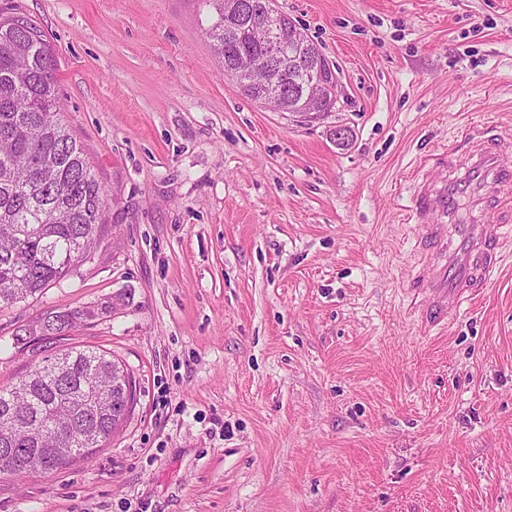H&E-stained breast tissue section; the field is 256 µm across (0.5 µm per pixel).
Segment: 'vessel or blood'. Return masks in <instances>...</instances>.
<instances>
[{"instance_id": "obj_1", "label": "vessel or blood", "mask_w": 512, "mask_h": 512, "mask_svg": "<svg viewBox=\"0 0 512 512\" xmlns=\"http://www.w3.org/2000/svg\"><path fill=\"white\" fill-rule=\"evenodd\" d=\"M464 137L460 152L435 156L444 174L423 173L412 196L411 220L434 247L418 280L429 323L456 314L474 288L492 279L512 237V144L471 128ZM491 214L502 226L494 237L484 229Z\"/></svg>"}]
</instances>
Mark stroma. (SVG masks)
<instances>
[{
    "label": "stroma",
    "mask_w": 512,
    "mask_h": 512,
    "mask_svg": "<svg viewBox=\"0 0 512 512\" xmlns=\"http://www.w3.org/2000/svg\"><path fill=\"white\" fill-rule=\"evenodd\" d=\"M276 5L338 68L320 120L225 78L196 0H0L50 42L108 200L88 259L0 305V385L72 346L136 381L109 447L0 473V512H512V243L428 325L408 215L420 158L512 135V0ZM118 295L112 297V303H102L100 308H85V309H73L65 311H50L46 312L41 316L39 321L35 325H29L24 328V335L18 333L15 335V344L27 345L30 342L31 336H40L42 340H60L65 336H69V333L75 329L81 322L87 319H92L99 315L100 312L106 313L112 310L120 304L119 300H116ZM29 339V341H27Z\"/></svg>",
    "instance_id": "1"
}]
</instances>
